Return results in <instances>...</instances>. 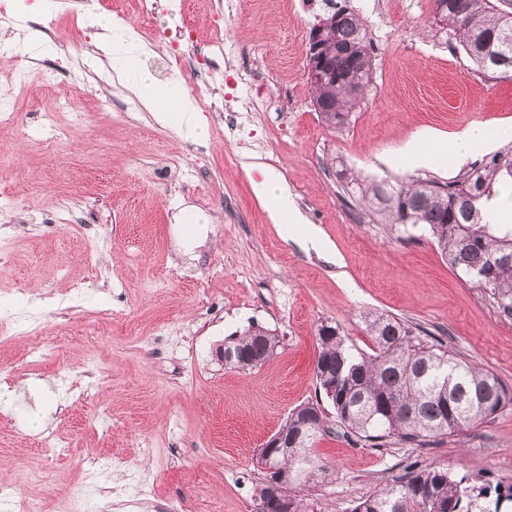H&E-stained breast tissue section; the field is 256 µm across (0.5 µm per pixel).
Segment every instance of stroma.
Returning <instances> with one entry per match:
<instances>
[{
    "label": "stroma",
    "instance_id": "obj_1",
    "mask_svg": "<svg viewBox=\"0 0 512 512\" xmlns=\"http://www.w3.org/2000/svg\"><path fill=\"white\" fill-rule=\"evenodd\" d=\"M132 0H104L71 21L61 0H0V35L23 49L0 55V97L26 70L32 93L0 128V481L18 470L48 476L21 486L48 512L83 497L90 512H133L139 485L156 497L223 499L253 512L264 442L316 399L320 325H340L367 348L361 317L386 311L448 344L512 390V323L454 271L421 227L369 221L344 192L340 158L366 180L445 181L480 157L413 168L399 148L420 133L512 125V79H491L433 21L431 0H346L366 19L373 83L341 129L326 125L306 75L322 0H193L199 41L224 40V105L238 123L202 113L195 139L159 125L107 77L109 39L161 33ZM117 22L103 34L99 17ZM82 66V84L64 77ZM69 127L47 146V117ZM277 171L306 224L326 244L282 236L253 194L255 167ZM277 331L274 356L251 370L224 367L216 347L249 326ZM49 349L33 361L32 338ZM65 440L46 456L41 435ZM331 477L304 490L310 512H350L417 462L469 486L512 487V408L458 437L416 448L356 444L336 432L315 448ZM95 479H87L89 459Z\"/></svg>",
    "mask_w": 512,
    "mask_h": 512
}]
</instances>
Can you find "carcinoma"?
Listing matches in <instances>:
<instances>
[{"mask_svg":"<svg viewBox=\"0 0 512 512\" xmlns=\"http://www.w3.org/2000/svg\"><path fill=\"white\" fill-rule=\"evenodd\" d=\"M494 0H433V17L448 23L478 69L494 79L512 77V13ZM336 22L323 35L325 52L336 62V81L311 84L325 123L346 125L363 104L374 73L373 42L364 18L335 6ZM338 177L380 220L396 228L422 226L450 267L484 293L496 313L512 320V227L492 223L493 201L512 185V149L493 154L477 167L440 183L408 179L393 184L365 182L346 169ZM370 346L353 352L339 326L318 329L316 381L336 382L328 398L332 417L320 405L288 418V439L298 455L288 460L294 488L323 483L328 468L313 455L317 439L339 427L355 442L383 448L394 440L424 447L440 438L478 427L512 405V391L500 379L457 358L439 341L430 342L395 315L361 316ZM276 331L251 326L224 345V365L252 369L279 346ZM488 488H469L438 466L411 463L405 475L360 500L351 512H469L473 497Z\"/></svg>","mask_w":512,"mask_h":512,"instance_id":"carcinoma-1","label":"carcinoma"}]
</instances>
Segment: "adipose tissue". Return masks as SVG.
<instances>
[{
  "label": "adipose tissue",
  "mask_w": 512,
  "mask_h": 512,
  "mask_svg": "<svg viewBox=\"0 0 512 512\" xmlns=\"http://www.w3.org/2000/svg\"><path fill=\"white\" fill-rule=\"evenodd\" d=\"M112 70L117 81H124L130 71H138L135 54L129 51H115ZM139 73L136 83L129 90L150 110L155 121L163 126L173 127L187 134L200 130L197 115L192 112L186 88L178 82L159 84L147 72ZM512 136V130L496 126H473L456 133L449 150H442L439 143L429 135H417L407 140L400 148L406 161L415 167L430 166L437 158L449 155L466 157L480 155L492 150L497 142ZM259 177L252 182V190L270 214L285 230L300 228L302 221L282 186L279 174L270 168L258 170Z\"/></svg>",
  "instance_id": "adipose-tissue-1"
}]
</instances>
